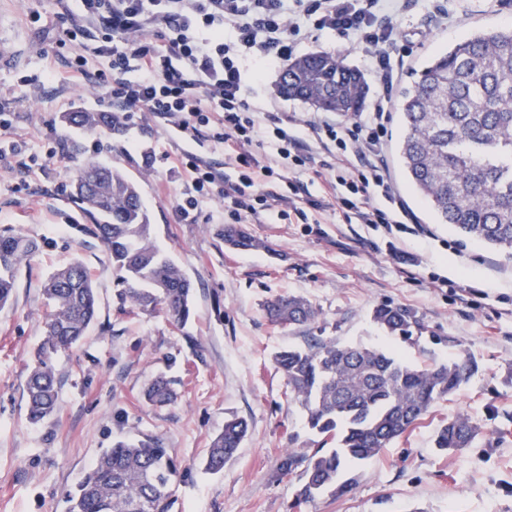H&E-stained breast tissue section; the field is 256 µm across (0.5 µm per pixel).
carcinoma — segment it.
<instances>
[{"label":"carcinoma","mask_w":512,"mask_h":512,"mask_svg":"<svg viewBox=\"0 0 512 512\" xmlns=\"http://www.w3.org/2000/svg\"><path fill=\"white\" fill-rule=\"evenodd\" d=\"M401 92L400 156L416 192L429 201L442 224L459 234L512 255V27L460 39L433 57ZM277 92L314 112L353 114L367 101L363 75L343 59L312 52L280 68ZM64 119L80 128H112L110 112H70ZM73 196L93 223L86 231L104 247L122 285L117 309L163 312L177 327L193 315L192 280L164 255L138 186L119 169L79 167ZM224 244L257 249L260 244L237 224H226ZM35 245L21 230H0V309L14 295L16 277ZM43 336L29 371L25 397L28 419L40 423L57 408L54 359L76 348L98 314L96 288L84 265L74 261L51 274L43 288ZM266 318L281 326L316 323L318 310L303 297H276L263 304ZM374 321L391 335L412 338L414 315L384 305ZM274 362L307 428L322 444L299 452L288 448L279 471L303 468L298 504L329 490L342 497L357 482L348 475L376 457L424 416L438 399L465 384L475 365L465 355L448 362L411 365L382 348L340 344L321 336L307 346H289ZM176 381L160 375L141 392L148 405L177 399ZM247 433V422L232 418L207 450L206 470L221 471ZM481 427L465 414L440 425L434 445L444 454L470 447ZM184 468L163 443L149 436L102 450L68 496L69 512H172L174 489Z\"/></svg>","instance_id":"1"}]
</instances>
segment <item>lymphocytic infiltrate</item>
I'll list each match as a JSON object with an SVG mask.
<instances>
[{"label":"lymphocytic infiltrate","mask_w":512,"mask_h":512,"mask_svg":"<svg viewBox=\"0 0 512 512\" xmlns=\"http://www.w3.org/2000/svg\"><path fill=\"white\" fill-rule=\"evenodd\" d=\"M64 10L63 42L76 51L68 79L96 76L101 100L120 125L146 109L209 138L224 150L216 171L190 154L179 161L190 178L178 204L189 216L201 201L218 199L232 223L282 205L298 223L325 206L301 176L320 167L344 223L376 224L386 233L422 234L385 161L392 137V98L411 50L398 46L392 15L408 0H74ZM153 39H145V32ZM330 31L353 41L378 79L369 112L343 121L299 122L294 116L258 115L246 95L244 74L267 62H288L297 44ZM101 43L85 56L86 40ZM269 147L280 169L255 151Z\"/></svg>","instance_id":"obj_1"}]
</instances>
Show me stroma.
Returning a JSON list of instances; mask_svg holds the SVG:
<instances>
[{
  "mask_svg": "<svg viewBox=\"0 0 512 512\" xmlns=\"http://www.w3.org/2000/svg\"><path fill=\"white\" fill-rule=\"evenodd\" d=\"M441 10L448 13L442 27L434 21ZM61 13L57 0H0V110L11 118L0 136L29 151L55 142L63 148L62 157L40 158L33 170L27 153L0 162V227L20 229L37 245L19 269L12 304L0 310V512H67L69 491L103 449L147 435L187 467L173 512H512V258L438 223L410 187L395 138L387 161L424 236L392 243L375 225L339 223L329 207L311 212L306 224L273 212L246 219L261 248L225 246L220 202L192 219L178 214L188 175L171 161L181 147L168 139L163 121L138 112L119 132L63 123L64 113L98 111L100 88L93 79L79 86L64 81L74 52L59 44ZM395 25L400 44L413 50L412 71L473 32L512 26V0H420L396 15ZM296 52L341 57L363 70L370 93L378 91L359 50L336 34L304 39ZM49 68L56 73L51 80ZM278 75L274 67L249 83L250 102L312 119L306 106L276 94ZM143 146L154 149L153 165L143 163ZM90 161L137 183L157 245L193 280L195 315L185 327L175 328L161 312L118 313L112 265L85 233L89 219L71 199L76 169ZM74 260L94 279L98 319L77 348L56 359L57 412L33 425L24 387L42 338L41 288ZM435 274L447 286L433 283ZM279 295L311 301L320 312L316 324H269L262 305ZM385 304L408 308L423 327L420 336L405 340L381 330L372 313ZM311 336L392 349L419 364L464 353L477 371L363 465L351 493L325 492L300 506V478L280 474V457L288 448H312L316 436L273 357ZM159 375L180 386L177 401L156 408L140 392ZM459 413L483 433L460 453L439 455L435 430ZM233 415L247 420L248 433L222 472H207V448Z\"/></svg>",
  "mask_w": 512,
  "mask_h": 512,
  "instance_id": "obj_1",
  "label": "stroma"
}]
</instances>
